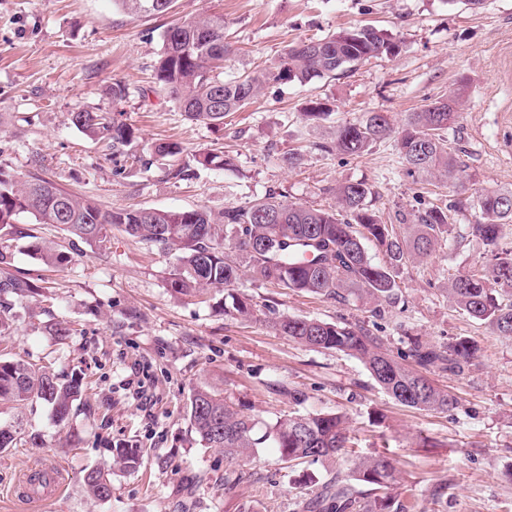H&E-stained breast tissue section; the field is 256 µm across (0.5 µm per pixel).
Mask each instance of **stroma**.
I'll list each match as a JSON object with an SVG mask.
<instances>
[{"mask_svg":"<svg viewBox=\"0 0 512 512\" xmlns=\"http://www.w3.org/2000/svg\"><path fill=\"white\" fill-rule=\"evenodd\" d=\"M215 10L224 14L231 47L228 78L274 62L292 43L364 25L390 30L400 50L303 85L267 87L227 115L218 132L189 122L154 78L163 32ZM115 81L127 88L118 103L106 94ZM316 99L333 111L306 120L303 111ZM450 99L457 118L445 135L462 150L454 179L411 174L392 138L359 157L319 149L339 125L368 113H386L398 126L408 113ZM78 110L114 115L134 129L139 148L172 140L182 144L183 160L216 150L232 165L179 183L160 165L123 174L111 143L70 124ZM298 149L301 164L288 167V152ZM0 168L21 180L52 179L106 209L216 213L271 193L330 208L339 184L363 181L382 223L400 234L417 212L458 203L432 253L400 267L397 302L379 311L354 295L340 301L246 273L232 290L178 297L166 285L175 255L117 227L91 247L54 225H29V233L69 253L58 267L36 259L25 240L0 236L11 273L38 285L31 297L0 302V356L65 380L83 377L86 385L62 423L40 401L0 403L1 424L19 420L39 436L38 444L21 440L0 452V512H299L298 502L315 497L323 482L347 478L360 458L378 455L396 470L388 495L409 502L411 512H512V339L470 318L448 295L452 277L482 266L483 246L469 229L473 197L512 189V0H484L478 8L467 0H174L163 15L131 14L112 0H0ZM230 292L251 299L252 319L225 314ZM282 313L362 324L399 358L416 336L436 344L466 338L479 351L464 374L430 369L457 404L425 411L388 396L357 358L277 333L271 321ZM55 322L69 328L65 341L48 335ZM144 365L151 379L141 395L129 381ZM202 385L264 425L343 412L347 446L314 463L282 461L271 448L227 462L223 449L197 441L185 416ZM292 391L302 394L301 405L289 400ZM123 443L143 448L140 468L114 475L110 499L88 497L85 472ZM48 464L60 474V494L41 503L18 498L24 474ZM228 475L233 483H225Z\"/></svg>","mask_w":512,"mask_h":512,"instance_id":"obj_1","label":"stroma"}]
</instances>
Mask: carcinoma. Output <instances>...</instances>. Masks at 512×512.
Returning <instances> with one entry per match:
<instances>
[{"label": "carcinoma", "mask_w": 512, "mask_h": 512, "mask_svg": "<svg viewBox=\"0 0 512 512\" xmlns=\"http://www.w3.org/2000/svg\"><path fill=\"white\" fill-rule=\"evenodd\" d=\"M124 11L160 15L173 0H113ZM163 52L157 65V81L178 102L187 120L210 128H224V117L245 109L269 85L305 83L328 75L345 65H355L399 48L385 29L363 26L333 32L322 39L302 41L288 47L278 61L257 74L221 77L224 56L231 48L224 43V13L213 11L167 28ZM457 118L446 102H436L421 112H412L397 132L396 145L411 173H429L437 168L448 174L460 161L444 130ZM71 124L89 137L112 142V153L134 156L143 168L168 164V178L185 181L195 168L222 169L230 163L219 153L193 158L194 164L170 160L182 154L177 142L161 143L149 157L134 154L136 135L132 128L105 112L78 110L70 113ZM387 115L372 112L365 120L336 129L327 152L359 156L373 144L391 136ZM373 190L364 181L347 182L336 188L337 207L313 208L274 196L229 206L222 212L206 208L104 209L94 200L79 198L52 180L34 176L20 183L0 172V232L27 240L28 250L45 264L69 261L66 252L43 243L19 227L28 216L34 224H56L89 246L105 242L109 228L117 226L131 237L162 251L177 253V264L167 279L174 295L194 296L207 286L230 287L240 278L237 263L224 247L246 253L252 277L339 300L354 294L374 303H392L398 298L397 270L406 262L427 256L440 239L448 214L431 208L416 216L410 236L393 233L368 205ZM476 221L471 232L486 248L489 263L480 270L456 276L448 294L469 317L491 326L500 336L512 338V247L501 245L502 228L512 224V189L484 190L473 199ZM386 257L377 263L367 243ZM11 257L0 252V294L24 297L34 284L11 274ZM230 315L251 317L253 306L245 297L231 295ZM273 328L305 346L345 352L359 359L389 396L417 409L446 412L456 404L453 396L436 387L423 373L413 371L382 349L381 340L359 323H332L281 315ZM477 346L458 339L448 344L415 340L406 358L427 370L441 367L463 374L475 357ZM82 393L74 377L61 382L48 371L21 361L0 358V401L23 404L44 401L52 405L58 422H65L72 404ZM191 430L207 448H222L237 459L269 447L285 462L296 464L338 456L347 442L346 416L320 411L280 419L265 429L250 415L234 410L221 392L210 388L192 391L187 404ZM22 435L20 423L0 425V451L11 448ZM142 450L134 445L115 448L112 461L84 476V485L95 499L112 496L114 470L133 471ZM395 481V468L384 457H370L355 464L350 478L323 483L312 503L313 512H410L404 501L371 492Z\"/></svg>", "instance_id": "cac0c4a2"}]
</instances>
